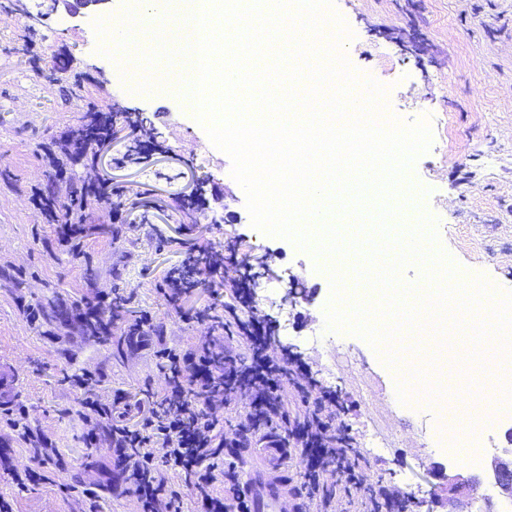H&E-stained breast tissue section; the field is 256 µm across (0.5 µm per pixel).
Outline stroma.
I'll list each match as a JSON object with an SVG mask.
<instances>
[{
    "label": "stroma",
    "instance_id": "1",
    "mask_svg": "<svg viewBox=\"0 0 512 512\" xmlns=\"http://www.w3.org/2000/svg\"><path fill=\"white\" fill-rule=\"evenodd\" d=\"M125 2L73 19L49 11L46 0H0V169L10 174L0 179V499L14 512H86L91 505L140 512L130 482L91 448L90 436H102L106 422L84 418L81 402L97 398L138 425L144 393L159 396L166 386L155 351L190 349L208 336L207 326L180 315L216 305L230 289L198 288L177 308L158 291L190 235L205 249L238 240L239 269L253 276L258 313L279 345L341 392L371 471L421 507L434 503L448 512L440 471L478 477L485 467L432 447L442 414L404 394V366L387 365L357 335L327 330L332 283L318 257L252 227L232 160L211 143L195 112L160 81L149 93L133 92L119 78L124 62L117 51L93 49L95 18L111 17ZM333 7L351 32L342 52L359 76L384 87L386 112L430 124L431 145L410 170L423 207L407 211L402 197L392 198L395 231L435 214L430 252L445 253L462 277L481 276L512 293V0H333ZM89 100L142 119L163 152L145 164L130 160L132 142L120 121L111 171L72 164L61 146ZM63 172L79 173L85 183L106 177L128 190L121 212L104 203L93 210L77 255L34 207L49 179ZM198 177L201 206L182 208ZM103 222L118 226L121 238L98 233ZM293 281L308 297L288 306L282 297ZM116 288L127 294L128 310L111 341L76 328L82 301ZM49 302L64 312L51 323L41 313ZM145 313L155 333L149 346H131L127 324ZM459 336L451 330L432 339V355L415 360L414 376L432 385L448 370L463 397H489L500 388L493 360L473 359ZM82 371L93 376L84 393L63 379ZM119 392L125 400L117 404ZM29 469L40 481L13 480V472ZM109 482L114 491H106Z\"/></svg>",
    "mask_w": 512,
    "mask_h": 512
}]
</instances>
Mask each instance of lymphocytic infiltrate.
<instances>
[{
  "mask_svg": "<svg viewBox=\"0 0 512 512\" xmlns=\"http://www.w3.org/2000/svg\"><path fill=\"white\" fill-rule=\"evenodd\" d=\"M238 250L232 239L205 260L187 250L160 288L165 301L178 306L200 287L202 276L223 277L236 267ZM231 284L222 337H207L189 350L158 351L166 390L140 424L126 425L96 398L82 401L88 412L111 417L105 452L132 481L142 512H156L161 504L167 512H181L179 494L162 478L166 469L193 489L198 512H249L239 496L242 473L230 451L250 432L287 449L289 466L300 469L296 488L303 507L331 512L341 498L359 504L361 512H413V497L392 487L385 476L368 478L340 392L322 385L299 357L274 349L272 326L252 309L247 277L238 276ZM240 398L247 401L246 414L225 424V409ZM292 402L302 407V417H291ZM158 438L165 452L157 460L148 447Z\"/></svg>",
  "mask_w": 512,
  "mask_h": 512,
  "instance_id": "obj_1",
  "label": "lymphocytic infiltrate"
}]
</instances>
